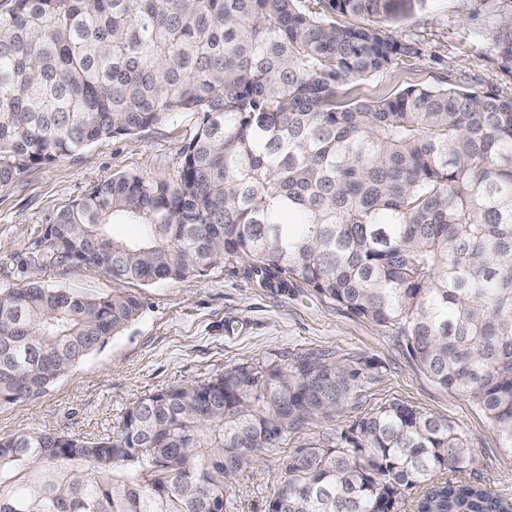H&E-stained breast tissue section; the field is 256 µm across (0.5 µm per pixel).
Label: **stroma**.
Instances as JSON below:
<instances>
[{
  "mask_svg": "<svg viewBox=\"0 0 512 512\" xmlns=\"http://www.w3.org/2000/svg\"><path fill=\"white\" fill-rule=\"evenodd\" d=\"M472 0H429L386 24L395 40L414 47L392 73L366 80L365 90L400 78L408 84L456 87L512 97V76L498 66L471 12ZM194 114L134 136L86 146L49 166H35L0 186V287L43 283L79 294L121 290L142 302L140 316L85 357L49 390L0 406V435L50 432L76 436L116 431L129 406L145 394L203 380L238 364L285 367L311 359L355 372L352 395L334 419L311 421L264 451L230 485L235 512H268L274 487L297 449L337 443L359 416L398 401L454 425L475 450L467 480L512 498V452L467 397L435 385L391 331L356 317L304 284L255 287L239 260L204 274L148 285L118 284L100 271L68 262L37 266L39 240L63 206L113 175L172 181Z\"/></svg>",
  "mask_w": 512,
  "mask_h": 512,
  "instance_id": "1",
  "label": "stroma"
}]
</instances>
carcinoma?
I'll list each match as a JSON object with an SVG mask.
<instances>
[{"mask_svg":"<svg viewBox=\"0 0 512 512\" xmlns=\"http://www.w3.org/2000/svg\"><path fill=\"white\" fill-rule=\"evenodd\" d=\"M0 11V186L87 145L191 112L175 182L116 174L58 213L43 264L184 280L247 262L261 288L303 282L401 337L512 451V97L419 85L357 95L412 48L378 25L428 0H8ZM489 48L512 76V0ZM114 223L142 226L112 238ZM142 302L0 287V404L45 393ZM311 360L236 365L128 407L110 436H0V512H234L256 455L350 399ZM474 461L452 424L392 401L340 444L300 448L269 512H512L438 473Z\"/></svg>","mask_w":512,"mask_h":512,"instance_id":"obj_1","label":"carcinoma"}]
</instances>
